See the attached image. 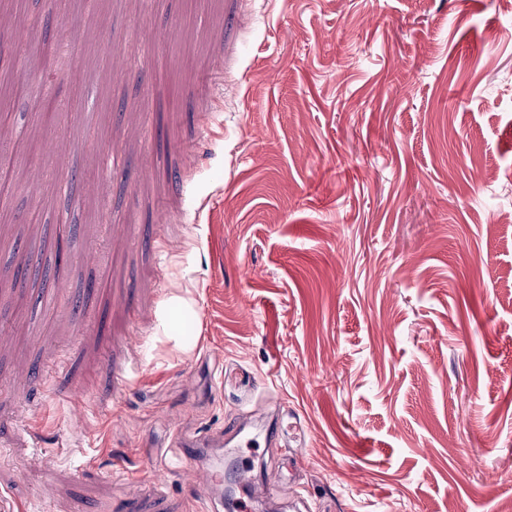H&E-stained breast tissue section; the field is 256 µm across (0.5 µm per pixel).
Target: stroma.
I'll return each instance as SVG.
<instances>
[{
    "label": "stroma",
    "mask_w": 512,
    "mask_h": 512,
    "mask_svg": "<svg viewBox=\"0 0 512 512\" xmlns=\"http://www.w3.org/2000/svg\"><path fill=\"white\" fill-rule=\"evenodd\" d=\"M30 6L86 75L47 85L64 136L26 134L46 173L19 251L62 234L71 256L49 304L0 295V320L24 305L0 343V512H198L203 487L152 470L174 432L242 421L277 432L248 488L277 512H503L512 0Z\"/></svg>",
    "instance_id": "1"
}]
</instances>
